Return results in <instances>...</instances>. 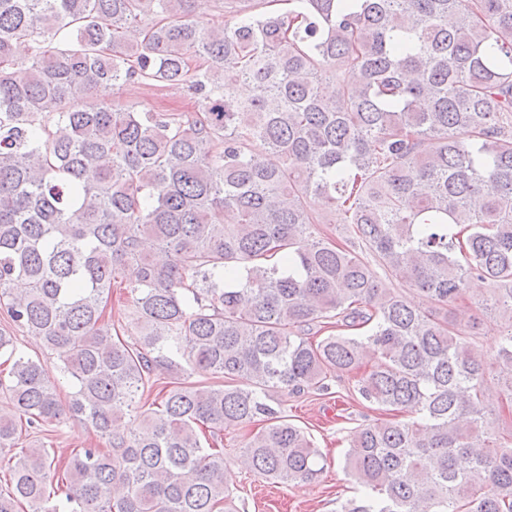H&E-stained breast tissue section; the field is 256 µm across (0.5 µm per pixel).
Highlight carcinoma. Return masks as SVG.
<instances>
[{
    "instance_id": "1",
    "label": "carcinoma",
    "mask_w": 512,
    "mask_h": 512,
    "mask_svg": "<svg viewBox=\"0 0 512 512\" xmlns=\"http://www.w3.org/2000/svg\"><path fill=\"white\" fill-rule=\"evenodd\" d=\"M190 2L0 0V309L54 358L0 330V512H238L236 463L314 483L324 456L274 394L343 374L419 420L350 432L362 496L337 512H512V440L481 431L486 385L512 407V0H226L222 26ZM131 82L197 109L97 99ZM474 278L507 322L492 363L453 316ZM67 416L109 450L18 447Z\"/></svg>"
}]
</instances>
